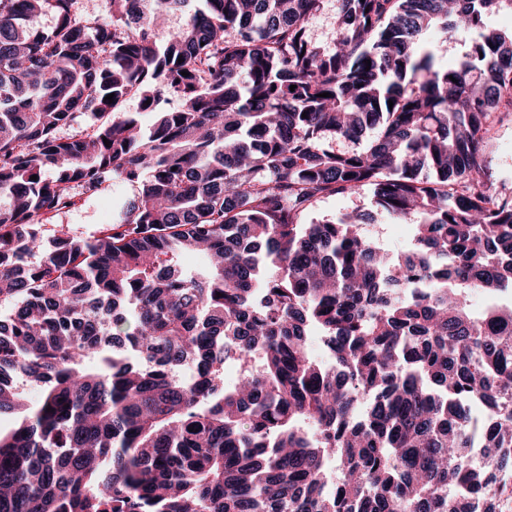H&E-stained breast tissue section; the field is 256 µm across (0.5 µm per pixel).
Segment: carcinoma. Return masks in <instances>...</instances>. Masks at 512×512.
Segmentation results:
<instances>
[{
  "mask_svg": "<svg viewBox=\"0 0 512 512\" xmlns=\"http://www.w3.org/2000/svg\"><path fill=\"white\" fill-rule=\"evenodd\" d=\"M202 2L0 0V512H497L512 194L484 144L512 112V30L487 17L512 0H336L330 51L305 26L324 0ZM166 94L181 109L149 125L124 108ZM116 181L132 197L97 235L51 223ZM367 187L377 214L303 222ZM378 216L413 221L412 247ZM231 355L257 364L228 382ZM371 226L395 254L406 250L410 246L415 234V225L410 220L398 223L384 222Z\"/></svg>",
  "mask_w": 512,
  "mask_h": 512,
  "instance_id": "cac0c4a2",
  "label": "carcinoma"
}]
</instances>
